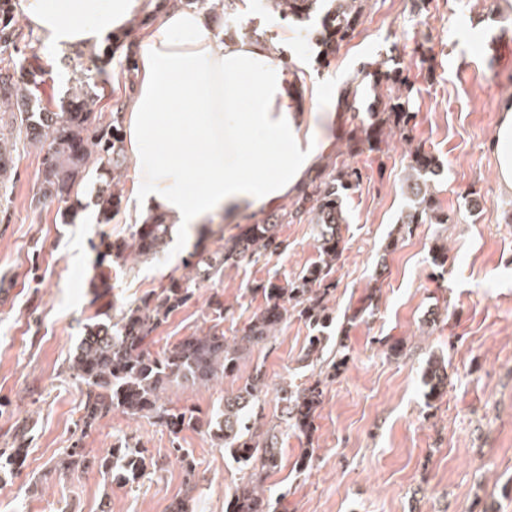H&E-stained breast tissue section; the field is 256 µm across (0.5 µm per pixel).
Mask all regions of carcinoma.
<instances>
[{
  "label": "carcinoma",
  "mask_w": 512,
  "mask_h": 512,
  "mask_svg": "<svg viewBox=\"0 0 512 512\" xmlns=\"http://www.w3.org/2000/svg\"><path fill=\"white\" fill-rule=\"evenodd\" d=\"M367 0H336L322 20L318 38L321 56H334L363 16ZM274 10L284 16L306 18L317 8L316 0H271ZM33 40V31L17 20V0H0V114L9 113L10 123H0V199L7 194V182L14 168V152L25 142L42 154L39 187L33 211L54 201L60 203L58 214L64 224L75 223L80 209L76 196L83 175L92 170L101 180L96 198L97 222L110 224L122 209L123 193L118 174L126 157L121 133V110L102 116L96 101L106 97L102 54L75 51L66 65L80 91L52 106L37 104L34 91L48 74L40 59L30 57L25 48ZM377 89L379 109L360 117L356 112L357 90L345 98V111L353 113L364 126L367 139L381 141L388 131L404 136L410 112L412 88L402 74L398 60L386 56L374 62L370 72ZM438 163L435 157L416 150L411 154L409 173L403 188L410 200L401 218L403 228L413 224H446L448 215L437 211L431 192L430 175ZM361 170L352 164H331L317 172L289 207L270 215L260 224H248L213 251L193 252L184 260L188 273L170 276L166 283L152 289L138 300L111 302L104 311H96L84 325L75 351L69 358L68 371L79 380L80 406L84 428L120 411L131 418L146 417L165 427L173 439L187 429H205L219 440L244 471L227 501L225 512H276L284 496L273 500L262 487L263 475L281 465L280 440L292 430L312 437L323 397L324 380L280 387L282 404L278 423L261 429L252 422L260 407L266 387L265 375L257 369L252 377L231 394L224 396V408L208 419L188 406L176 407L162 400V394L176 387H193L236 371L243 355L273 337L277 327L294 313L313 331L308 338L304 358L312 366L324 368L325 377L335 375L347 359L345 337L338 336L333 357H324L329 328L334 317L327 303L336 288V264L341 257L340 226L345 223L349 192L360 185ZM307 222L317 230L318 261L296 279L281 285L270 281L261 287L266 305L236 335L224 336L221 324L230 309L213 295L205 310L207 330L193 333L177 344L153 355L149 346L152 334L169 315L186 305L197 289L224 275V265L244 260L259 261L281 250L277 228L281 224ZM171 225L161 217L136 224L129 236L113 241L100 235L97 250L99 274L88 283L92 302L108 294L111 288L112 262L153 258L168 244ZM448 379L445 361L431 357L424 370L426 397L441 394ZM179 462L185 474V494L172 503L171 512H188L190 493L195 489V461L184 448ZM166 463L148 455V450L123 438L98 461L99 470L110 483L127 485L140 476L161 471ZM89 467L81 449L71 448L53 467L57 473L77 476Z\"/></svg>",
  "instance_id": "1"
}]
</instances>
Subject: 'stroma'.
Here are the masks:
<instances>
[{
  "label": "stroma",
  "instance_id": "35a3bbf8",
  "mask_svg": "<svg viewBox=\"0 0 512 512\" xmlns=\"http://www.w3.org/2000/svg\"><path fill=\"white\" fill-rule=\"evenodd\" d=\"M499 2L434 0L424 12L412 0H367L354 38L325 61L309 37L321 15L298 21L274 12L268 0H240L246 32L268 39L285 67L306 64L311 80L326 89L389 50L414 86L407 141L369 145L352 120L331 131L329 161L349 159L363 173L346 202L344 250L329 302L328 333L345 336L348 359L324 384L313 437L285 436L281 467L265 478L287 512H512V196L498 187L489 149L500 105L512 97V62L501 58L505 41H512V10H499ZM416 148L440 163L434 200L449 222L416 224L402 235L399 218L409 204L402 185ZM40 162L38 150L19 145L8 219L0 223V449L14 447L16 422L29 426L23 466H0V512H60L68 504L78 512H170L184 489L182 469L171 458L176 445L195 460L194 512H224L240 466L209 435L186 430L175 442L150 420L118 412L83 429L79 384L66 362L95 313L87 288L95 273L91 243L103 233L128 237L134 200L125 196L113 222L100 224L91 180L79 189L76 223H61L54 203L33 214ZM264 217L259 211L237 224L219 220L203 237L173 225L160 260L143 259L132 269L113 265L109 299L138 300L182 274L189 253L216 248L220 237ZM279 236L283 252L225 265L221 280L170 314L154 333L157 348L201 329L215 294L231 308L223 327L233 336L264 306L263 283L294 280L317 261L313 225L283 224ZM394 238L399 244L392 250ZM441 245L448 261L439 269L431 253ZM369 296L373 316L348 321ZM310 334L289 316L240 362L236 376L175 389L170 397L175 406L217 413L225 393L259 367L267 382L259 425L267 427L280 414V386L311 374L304 361ZM393 341L400 354L389 351ZM432 355L447 362L448 384L430 401L423 371ZM124 435L153 456L169 457L161 476L122 487L94 468L77 477L51 475L66 448L98 457ZM307 446L313 461L301 471L295 461Z\"/></svg>",
  "mask_w": 512,
  "mask_h": 512
}]
</instances>
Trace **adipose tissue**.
Returning <instances> with one entry per match:
<instances>
[{
  "mask_svg": "<svg viewBox=\"0 0 512 512\" xmlns=\"http://www.w3.org/2000/svg\"><path fill=\"white\" fill-rule=\"evenodd\" d=\"M20 9L51 71L62 54L143 25L123 133L139 224L160 216L197 226L219 214L234 224L274 208L319 167L333 147L329 128L347 118L332 101L315 111L321 85H311V100L296 96L305 65L284 69L262 38L214 35L205 13L183 0H20ZM491 152L511 196L512 99L500 107Z\"/></svg>",
  "mask_w": 512,
  "mask_h": 512,
  "instance_id": "1",
  "label": "adipose tissue"
}]
</instances>
